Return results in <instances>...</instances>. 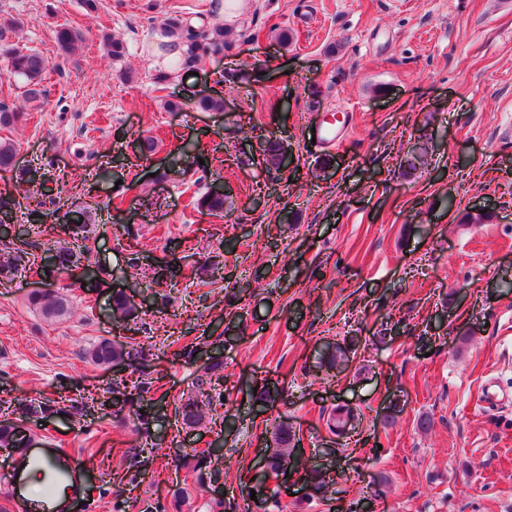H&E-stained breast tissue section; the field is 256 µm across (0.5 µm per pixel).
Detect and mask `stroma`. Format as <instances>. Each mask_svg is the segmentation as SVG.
Listing matches in <instances>:
<instances>
[{
	"instance_id": "obj_1",
	"label": "stroma",
	"mask_w": 512,
	"mask_h": 512,
	"mask_svg": "<svg viewBox=\"0 0 512 512\" xmlns=\"http://www.w3.org/2000/svg\"><path fill=\"white\" fill-rule=\"evenodd\" d=\"M210 2L0 0L19 22L0 39L46 63V95L27 104L0 61V102L26 109L0 129L17 148L0 192L34 243L0 276V421L94 463L95 512H212L217 497L241 512L280 424L335 483L268 479L266 512H512V0H224V55L158 90L161 25ZM61 26L83 35L68 55ZM201 95L223 111H197ZM343 108V141L314 143ZM269 138L301 176L263 166ZM421 146L428 163L410 169ZM212 189L223 215L190 204ZM69 210L83 233L63 227ZM481 210L489 222H465ZM61 247L83 279L43 277V249ZM43 288L65 317L29 305ZM120 289L137 332L112 317ZM229 320L247 325L231 343ZM131 336L153 386L118 412L113 387L140 375L89 353ZM328 344L346 352L333 370ZM212 354L225 402L189 428L174 407L198 396ZM261 387L281 400L259 409ZM339 406L353 414L341 436L326 424ZM216 438L222 452L194 472L185 457Z\"/></svg>"
}]
</instances>
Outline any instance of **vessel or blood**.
<instances>
[{"label":"vessel or blood","mask_w":512,"mask_h":512,"mask_svg":"<svg viewBox=\"0 0 512 512\" xmlns=\"http://www.w3.org/2000/svg\"><path fill=\"white\" fill-rule=\"evenodd\" d=\"M346 117L324 121L316 130L325 146L340 142L346 132ZM0 476L6 477L15 512H92L95 499V469L67 449L51 442H33L0 458ZM43 478L47 490L33 495V477Z\"/></svg>","instance_id":"b4317fda"}]
</instances>
